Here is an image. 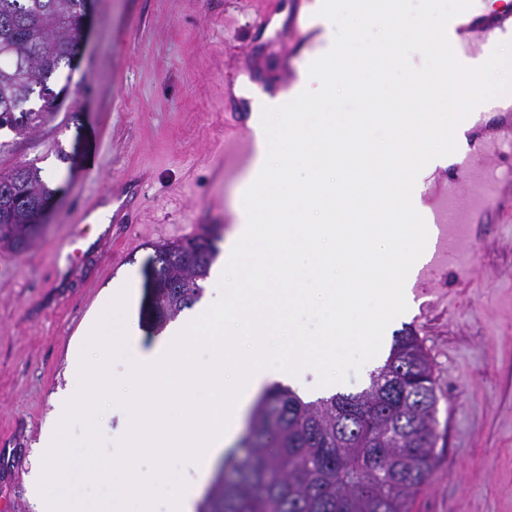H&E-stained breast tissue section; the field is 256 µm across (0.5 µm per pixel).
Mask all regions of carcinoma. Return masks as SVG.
<instances>
[{
    "label": "carcinoma",
    "mask_w": 512,
    "mask_h": 512,
    "mask_svg": "<svg viewBox=\"0 0 512 512\" xmlns=\"http://www.w3.org/2000/svg\"><path fill=\"white\" fill-rule=\"evenodd\" d=\"M82 0H0V129L25 135L49 114L51 83L72 68ZM52 191L34 164L0 174V247L24 252ZM213 234L155 246L153 313L161 325L192 307L218 255ZM437 396L419 337L394 339L356 394L303 401L275 385L224 460L199 512H408L431 471Z\"/></svg>",
    "instance_id": "1"
}]
</instances>
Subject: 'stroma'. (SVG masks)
Here are the masks:
<instances>
[{"label":"stroma","mask_w":512,"mask_h":512,"mask_svg":"<svg viewBox=\"0 0 512 512\" xmlns=\"http://www.w3.org/2000/svg\"><path fill=\"white\" fill-rule=\"evenodd\" d=\"M315 0H94L58 108L33 132L0 131V172L60 166L42 237L0 249V512H35L30 477L69 354L104 290L135 276L139 343L149 315L153 246L227 236L252 153V87L273 90L309 67ZM269 23H262V15ZM68 158L59 161L56 152ZM142 184L137 220L114 228L80 216ZM512 182L463 241L473 272L447 270L414 289L392 335L418 334L438 396L433 467L409 512H512Z\"/></svg>","instance_id":"obj_1"}]
</instances>
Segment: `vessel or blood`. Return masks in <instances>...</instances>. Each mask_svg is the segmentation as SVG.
Wrapping results in <instances>:
<instances>
[{
  "instance_id": "b4317fda",
  "label": "vessel or blood",
  "mask_w": 512,
  "mask_h": 512,
  "mask_svg": "<svg viewBox=\"0 0 512 512\" xmlns=\"http://www.w3.org/2000/svg\"><path fill=\"white\" fill-rule=\"evenodd\" d=\"M454 31L458 36L452 44L456 56L473 57L488 53L501 35L512 33V21L504 15L489 17L470 13L463 16ZM494 107L503 114L497 131L478 140L469 152L453 153L448 168L454 181H463L469 188L467 201L458 203L453 184L446 186L437 193L431 213L425 216L426 223L436 229V243L431 259L420 271V283L428 285L435 282L450 265L464 270L465 261L457 251L461 237L471 225L481 222L500 190L491 160L501 152L508 136L512 135V99L495 102ZM136 190V185L132 184L124 193L110 198L112 223H129V198Z\"/></svg>"
}]
</instances>
